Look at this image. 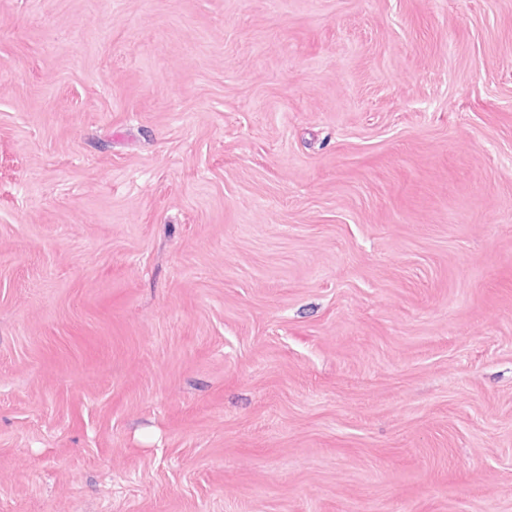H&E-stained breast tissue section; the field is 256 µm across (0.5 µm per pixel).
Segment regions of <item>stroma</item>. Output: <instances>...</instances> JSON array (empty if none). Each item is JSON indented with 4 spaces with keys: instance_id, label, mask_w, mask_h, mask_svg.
Listing matches in <instances>:
<instances>
[{
    "instance_id": "35a3bbf8",
    "label": "stroma",
    "mask_w": 512,
    "mask_h": 512,
    "mask_svg": "<svg viewBox=\"0 0 512 512\" xmlns=\"http://www.w3.org/2000/svg\"><path fill=\"white\" fill-rule=\"evenodd\" d=\"M0 512H512V0H0Z\"/></svg>"
}]
</instances>
